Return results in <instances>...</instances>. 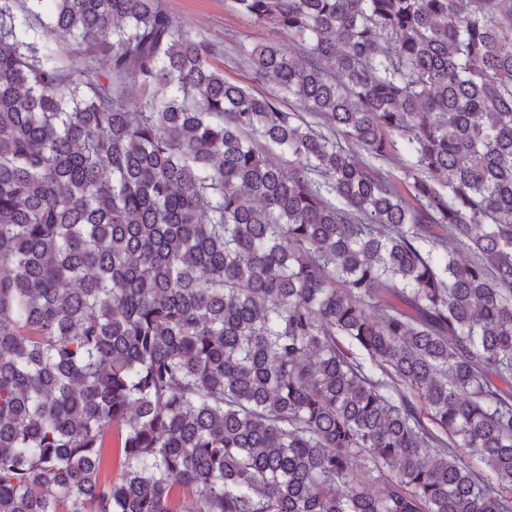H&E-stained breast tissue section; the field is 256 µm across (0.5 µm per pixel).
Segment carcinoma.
Here are the masks:
<instances>
[{
    "label": "carcinoma",
    "instance_id": "cac0c4a2",
    "mask_svg": "<svg viewBox=\"0 0 512 512\" xmlns=\"http://www.w3.org/2000/svg\"><path fill=\"white\" fill-rule=\"evenodd\" d=\"M235 4L0 0V512H512V0ZM162 6L178 26L216 45L220 53L215 64L224 66L226 79L249 87L256 94L269 95L275 90L272 79L257 78L237 59V46L238 42L248 45L276 38L288 43L287 35L254 25L237 12L234 0H162Z\"/></svg>",
    "mask_w": 512,
    "mask_h": 512
}]
</instances>
